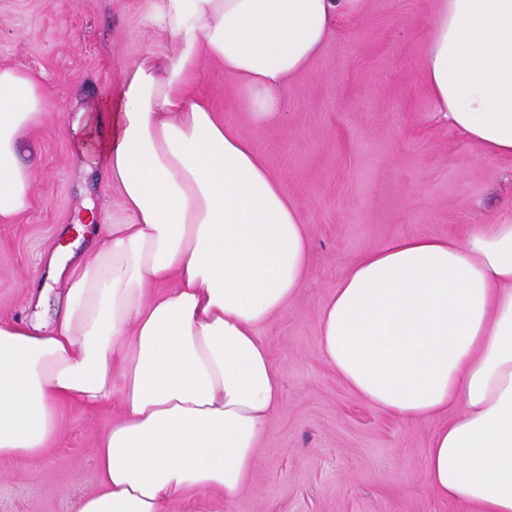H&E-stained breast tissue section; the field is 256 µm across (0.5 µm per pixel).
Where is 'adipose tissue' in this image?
Instances as JSON below:
<instances>
[{"instance_id": "obj_1", "label": "adipose tissue", "mask_w": 512, "mask_h": 512, "mask_svg": "<svg viewBox=\"0 0 512 512\" xmlns=\"http://www.w3.org/2000/svg\"><path fill=\"white\" fill-rule=\"evenodd\" d=\"M361 0H151L170 50L123 70L75 123L76 150L128 216L96 255L47 260L64 280L48 325L0 322V458L43 453L65 405L118 399L100 489L74 512H166L186 490L235 499L281 398L259 331L305 288L310 237L252 140L197 94L201 59L235 80L255 124ZM423 80L490 157L512 156V0H439ZM51 91L0 66V224L32 202L24 151ZM318 347L357 396L399 419L442 418L427 485L468 512H512V223L464 241L402 237L357 259L327 298ZM457 408L449 416V408Z\"/></svg>"}]
</instances>
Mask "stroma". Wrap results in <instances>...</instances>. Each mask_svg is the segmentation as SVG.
I'll return each instance as SVG.
<instances>
[{"mask_svg": "<svg viewBox=\"0 0 512 512\" xmlns=\"http://www.w3.org/2000/svg\"><path fill=\"white\" fill-rule=\"evenodd\" d=\"M436 0H362L282 95L279 118L254 124L233 79L202 60L198 90L254 142L297 204L311 240L305 289L261 336L282 394L249 482L233 501L186 491L166 512H465L425 482L441 421H403L355 395L318 350L319 316L356 258L399 237L461 240L512 222V158H490L445 119L422 79ZM150 0H0V66L41 77L52 121L31 138L34 205L0 224V319L50 317L29 290L83 202L125 222L117 193L86 173L73 125L110 95L124 68L161 44ZM117 401L66 406L35 458L0 459V512H74L99 489L98 448Z\"/></svg>", "mask_w": 512, "mask_h": 512, "instance_id": "obj_1", "label": "stroma"}]
</instances>
